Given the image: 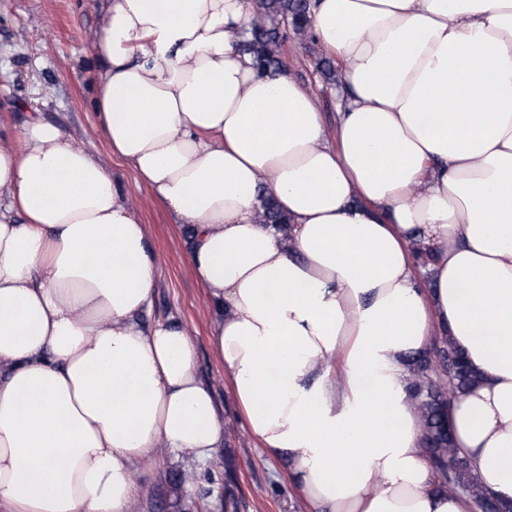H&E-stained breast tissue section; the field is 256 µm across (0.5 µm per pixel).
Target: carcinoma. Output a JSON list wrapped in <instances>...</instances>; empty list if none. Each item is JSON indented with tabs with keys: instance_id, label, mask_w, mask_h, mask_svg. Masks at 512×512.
Listing matches in <instances>:
<instances>
[{
	"instance_id": "cac0c4a2",
	"label": "carcinoma",
	"mask_w": 512,
	"mask_h": 512,
	"mask_svg": "<svg viewBox=\"0 0 512 512\" xmlns=\"http://www.w3.org/2000/svg\"><path fill=\"white\" fill-rule=\"evenodd\" d=\"M250 3L253 22L240 46L251 56L259 72L278 69L282 65L281 46L295 39L313 57L315 71L326 80H336L335 61L315 47L311 35V0H250ZM259 218L280 228L287 224L274 198L266 194L262 195ZM433 350L434 365L420 356L411 360L409 385L423 425L422 445L440 478V489L450 494H468L481 512H512L509 507L493 503L484 493L448 431V400L465 392L478 374L448 337L436 338Z\"/></svg>"
}]
</instances>
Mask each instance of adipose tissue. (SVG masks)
Segmentation results:
<instances>
[{
    "instance_id": "ef3b65f1",
    "label": "adipose tissue",
    "mask_w": 512,
    "mask_h": 512,
    "mask_svg": "<svg viewBox=\"0 0 512 512\" xmlns=\"http://www.w3.org/2000/svg\"><path fill=\"white\" fill-rule=\"evenodd\" d=\"M249 0H102L112 155L187 232L250 434L312 512H477L439 490L408 361L448 337L478 484L512 502V0H318L328 127L239 47ZM273 194L288 226L260 222ZM156 258L109 169L60 127L0 133V512H132L134 465L224 443L189 331L146 326Z\"/></svg>"
}]
</instances>
